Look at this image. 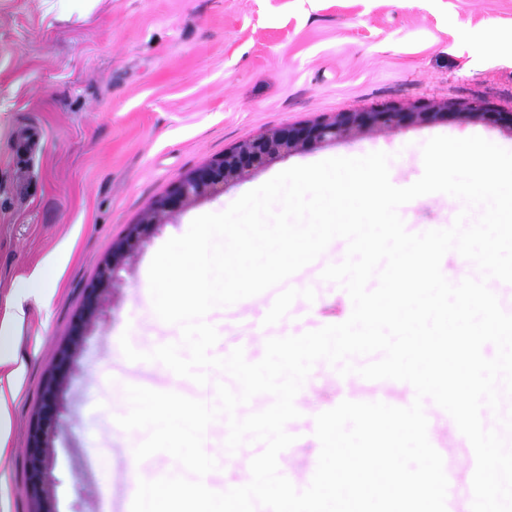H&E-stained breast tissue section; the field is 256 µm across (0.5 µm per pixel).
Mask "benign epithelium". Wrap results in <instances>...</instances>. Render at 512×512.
Returning <instances> with one entry per match:
<instances>
[{
	"label": "benign epithelium",
	"instance_id": "7a95c632",
	"mask_svg": "<svg viewBox=\"0 0 512 512\" xmlns=\"http://www.w3.org/2000/svg\"><path fill=\"white\" fill-rule=\"evenodd\" d=\"M472 122H481L512 138V112H502L484 104L457 106L444 102L407 108L382 105L369 110L339 112L311 123L288 124L270 130L240 142L224 151L220 157L174 182L99 263L96 280L87 288L86 304L75 321L74 333L60 350L58 364L46 381L27 448L28 483L37 504L35 512H57L55 479L52 476L53 441L58 433L64 398L71 381L70 368L78 363L84 336L93 328L109 293L119 287L121 272L131 266L161 228L172 223L179 212L224 191L226 185L280 158L322 144L373 133Z\"/></svg>",
	"mask_w": 512,
	"mask_h": 512
}]
</instances>
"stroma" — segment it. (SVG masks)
Instances as JSON below:
<instances>
[{"instance_id":"35a3bbf8","label":"stroma","mask_w":512,"mask_h":512,"mask_svg":"<svg viewBox=\"0 0 512 512\" xmlns=\"http://www.w3.org/2000/svg\"><path fill=\"white\" fill-rule=\"evenodd\" d=\"M509 43L512 0H0V321L19 281L49 273L45 291L25 298L11 338L23 370L9 403L0 512H33L26 448L44 382L101 258L155 199L224 150L285 124L446 101L512 111ZM438 135H478L512 150V138L480 123L341 140L282 158L165 225L85 339L54 440L57 512H98L103 494L121 501L155 467L176 464L158 452L144 471H130L146 433L116 422L129 410L127 386L164 376L157 363L127 360L121 336L141 352L181 339L179 326L156 322L149 292L150 263L168 239L296 165L382 151L391 182L409 186L423 173L424 143ZM463 207L434 193L399 214L407 224L448 225ZM345 254V241L333 240L284 296L242 299L231 318L212 309L213 355L240 347L254 363L266 331L299 335L346 321L350 297L321 278ZM414 395L408 383L347 379L317 362L295 398L301 416L286 425L296 440L280 453V472L305 489L320 453L319 413L344 400L402 407ZM430 427L432 444L467 484L471 444L443 409L433 410ZM224 435V419L210 424L207 452L218 467L208 481L217 486L245 478L263 449L247 442L227 453Z\"/></svg>"}]
</instances>
